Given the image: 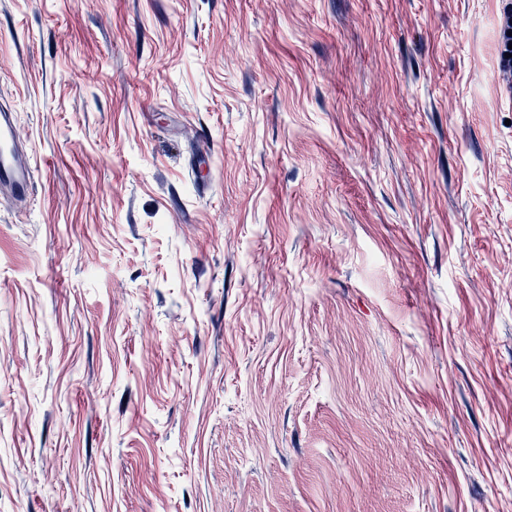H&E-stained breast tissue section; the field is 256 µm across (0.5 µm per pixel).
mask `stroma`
<instances>
[{"mask_svg": "<svg viewBox=\"0 0 512 512\" xmlns=\"http://www.w3.org/2000/svg\"><path fill=\"white\" fill-rule=\"evenodd\" d=\"M507 0H0V512H512ZM34 169L18 134L13 112L0 111V192L17 201L33 191Z\"/></svg>", "mask_w": 512, "mask_h": 512, "instance_id": "1", "label": "stroma"}]
</instances>
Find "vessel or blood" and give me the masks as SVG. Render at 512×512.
I'll return each instance as SVG.
<instances>
[{
    "label": "vessel or blood",
    "instance_id": "obj_1",
    "mask_svg": "<svg viewBox=\"0 0 512 512\" xmlns=\"http://www.w3.org/2000/svg\"><path fill=\"white\" fill-rule=\"evenodd\" d=\"M35 173L18 134L13 112L0 111V192L15 200L27 198L34 187Z\"/></svg>",
    "mask_w": 512,
    "mask_h": 512
}]
</instances>
